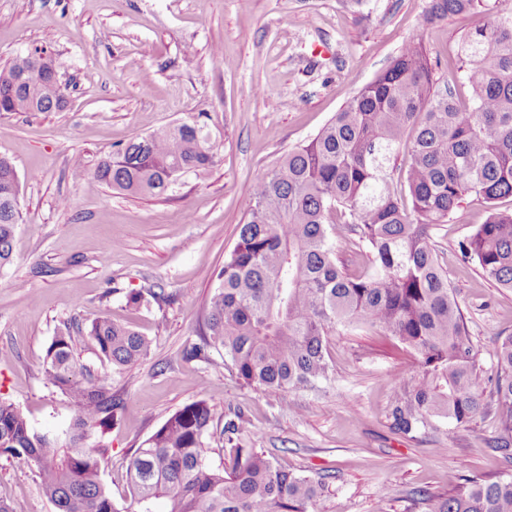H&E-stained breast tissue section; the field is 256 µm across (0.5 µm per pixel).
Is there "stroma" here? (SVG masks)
I'll list each match as a JSON object with an SVG mask.
<instances>
[{
    "mask_svg": "<svg viewBox=\"0 0 512 512\" xmlns=\"http://www.w3.org/2000/svg\"><path fill=\"white\" fill-rule=\"evenodd\" d=\"M432 0H0V66L33 51L50 55L65 90L58 112L0 114V157L15 165L23 222L13 261L0 269V398L32 429L69 427V399L43 374L47 344L71 323L108 316L152 341L138 364L113 373L122 417L92 437L108 449L102 477L114 499L125 466L172 413L199 399L216 423L241 410L245 438L288 470L332 473L320 512H409L418 489L441 492L449 474L512 478L495 450L494 410L470 423L438 419L410 435L391 428L397 387L419 368L388 333L360 325L331 337L333 374L316 391L275 400L242 386L199 342L215 273L237 239L241 201L255 179L311 139L404 42L419 36L436 77L453 63L461 36L480 23L463 13L426 22ZM279 94L268 104L257 90ZM198 118L219 146L217 163L163 197L129 195L92 168L131 138ZM487 218L466 197L435 239L456 289L482 376L495 372L499 338L512 335V290L474 266L458 244ZM164 289L166 301L129 305V293ZM0 499L13 512H55L34 466L0 456Z\"/></svg>",
    "mask_w": 512,
    "mask_h": 512,
    "instance_id": "1",
    "label": "stroma"
}]
</instances>
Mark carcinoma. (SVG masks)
Wrapping results in <instances>:
<instances>
[{"label": "carcinoma", "mask_w": 512, "mask_h": 512, "mask_svg": "<svg viewBox=\"0 0 512 512\" xmlns=\"http://www.w3.org/2000/svg\"><path fill=\"white\" fill-rule=\"evenodd\" d=\"M471 12L485 17L460 46L462 79L471 89L461 108L451 72L434 89L421 40L405 42L387 70L366 84L311 140L288 151L258 177L243 200L234 249L216 272L202 339L185 358L213 349L232 362L243 385L280 399L315 389L329 378V337L357 323L393 336L416 358L419 377L394 391V428L409 435L435 418L459 424L485 408L477 353L434 230L466 195L488 204L486 221L458 246L460 260L512 289V211L495 207L512 197V6L504 0H432L431 15ZM27 57L0 68V113L57 112L66 98L48 71L25 73ZM404 155L400 171L395 161ZM218 147L193 119L136 136L80 167L112 190L159 197L172 190L171 172L200 175ZM18 177L0 157V268L12 260L21 216ZM358 248L366 266L349 271L336 236ZM86 335L102 362L121 371L147 358L152 341L106 316ZM60 332L43 356L48 382L74 406L64 436L34 431L22 411L0 398V455L32 463L57 512H317L334 475L303 476L280 467L260 448H247L249 420L240 410L214 426L204 399L172 413L126 467L128 496L115 500L101 478L103 445L87 440L122 416L112 378L93 372ZM495 411L501 431L494 448L512 451V336L495 350ZM234 453L227 473L208 462L214 434ZM450 490L420 489L422 512H512V479L461 481Z\"/></svg>", "instance_id": "obj_1"}]
</instances>
